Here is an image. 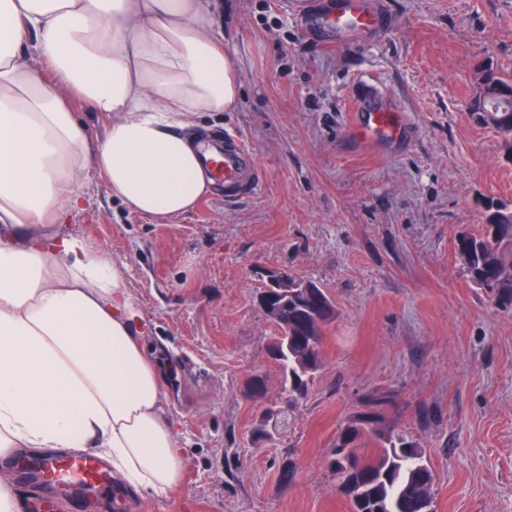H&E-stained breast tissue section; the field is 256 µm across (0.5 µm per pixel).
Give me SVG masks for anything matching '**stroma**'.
Listing matches in <instances>:
<instances>
[{
    "label": "stroma",
    "instance_id": "obj_1",
    "mask_svg": "<svg viewBox=\"0 0 512 512\" xmlns=\"http://www.w3.org/2000/svg\"><path fill=\"white\" fill-rule=\"evenodd\" d=\"M223 2L241 95L201 120L249 146L261 191L228 200L219 184L160 223L96 175L68 225L120 268L162 346L187 448L175 494L126 492L119 512H351L327 458L375 393L426 449L435 512H512V306L473 286L454 255L485 201L512 206L505 137L469 111L480 70L512 76V0H375L385 25L341 45L296 0ZM375 100L409 125L382 154L348 135L353 107ZM271 272L316 282L338 316L308 398L256 445L260 411L284 408L276 329L257 300ZM254 374L267 379L259 401Z\"/></svg>",
    "mask_w": 512,
    "mask_h": 512
}]
</instances>
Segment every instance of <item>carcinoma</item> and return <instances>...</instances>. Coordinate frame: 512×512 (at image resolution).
Returning a JSON list of instances; mask_svg holds the SVG:
<instances>
[{"label":"carcinoma","mask_w":512,"mask_h":512,"mask_svg":"<svg viewBox=\"0 0 512 512\" xmlns=\"http://www.w3.org/2000/svg\"><path fill=\"white\" fill-rule=\"evenodd\" d=\"M471 118L512 138V76L484 70L479 92L470 102ZM478 233L459 236L458 255L472 284L485 288L500 302L512 303V208L492 201L482 214ZM300 301H289L275 323L277 336L270 345L280 373V395L288 406L308 397L322 366L325 333L331 321L323 317L314 294L328 295L311 281H302ZM387 397L366 399L370 411L351 420L336 435L329 468L337 490L345 495L351 512H435V478L426 449L407 432L389 425L382 415ZM371 441L375 453L362 456L359 445Z\"/></svg>","instance_id":"cac0c4a2"}]
</instances>
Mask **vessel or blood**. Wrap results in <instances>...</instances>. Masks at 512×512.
Here are the masks:
<instances>
[{
    "label": "vessel or blood",
    "mask_w": 512,
    "mask_h": 512,
    "mask_svg": "<svg viewBox=\"0 0 512 512\" xmlns=\"http://www.w3.org/2000/svg\"><path fill=\"white\" fill-rule=\"evenodd\" d=\"M384 15L373 0H341L333 10L315 14V22L332 42L363 40L383 22ZM406 124L401 113L386 108L354 112L350 133L364 148L379 151L400 141ZM201 164L210 176L224 185L228 197L239 196L260 168L254 154L242 140L212 141L201 154ZM22 474H33L41 482L84 493H101L111 485V474L104 463L87 453L65 454L37 459L22 467Z\"/></svg>",
    "instance_id": "1"
}]
</instances>
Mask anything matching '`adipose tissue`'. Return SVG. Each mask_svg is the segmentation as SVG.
Segmentation results:
<instances>
[{"instance_id": "1", "label": "adipose tissue", "mask_w": 512, "mask_h": 512, "mask_svg": "<svg viewBox=\"0 0 512 512\" xmlns=\"http://www.w3.org/2000/svg\"><path fill=\"white\" fill-rule=\"evenodd\" d=\"M221 14V0H0V512L23 510L8 464L27 451L95 450L132 493L180 487L140 308L62 227L95 172L156 220L211 193L198 118L239 94ZM76 99L107 118L103 139Z\"/></svg>"}]
</instances>
